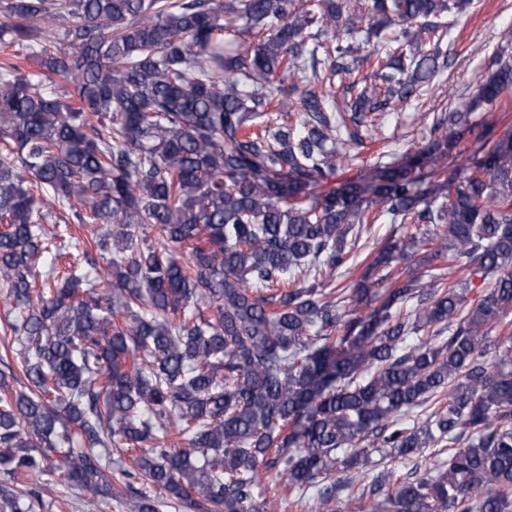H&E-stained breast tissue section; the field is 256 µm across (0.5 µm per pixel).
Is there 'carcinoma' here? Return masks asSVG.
<instances>
[{"instance_id":"carcinoma-1","label":"carcinoma","mask_w":512,"mask_h":512,"mask_svg":"<svg viewBox=\"0 0 512 512\" xmlns=\"http://www.w3.org/2000/svg\"><path fill=\"white\" fill-rule=\"evenodd\" d=\"M348 2L0 0L15 48L0 62V280L27 381L13 392L0 372V512H35L43 475L126 512H267L263 472L324 512L341 491L368 512H512V347L489 339L512 313V135L483 130L460 171L430 168L473 129L476 106L456 109L425 149L313 196L362 144L347 122L418 96L439 68L427 41L471 0ZM385 30L392 55L349 43ZM364 64L380 83L340 119L327 85ZM511 94L504 62L475 102ZM273 103L305 117L281 123ZM45 200L107 225L92 241L105 277L72 261L36 286L47 254L64 257ZM385 216L441 225L426 260L462 277L421 285L415 242L390 237L364 276L391 265L396 286L361 283L343 309L318 278ZM471 276L493 279L473 302ZM445 441L416 479L358 478L375 452L409 461ZM114 446L135 454L117 487Z\"/></svg>"}]
</instances>
